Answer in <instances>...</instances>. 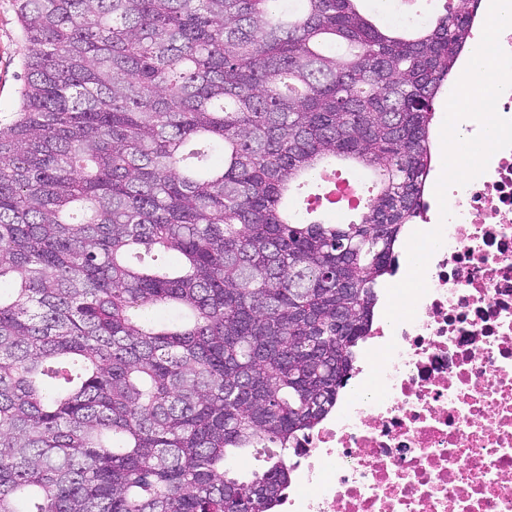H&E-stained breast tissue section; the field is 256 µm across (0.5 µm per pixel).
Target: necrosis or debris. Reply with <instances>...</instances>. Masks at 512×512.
Instances as JSON below:
<instances>
[{"instance_id":"necrosis-or-debris-1","label":"necrosis or debris","mask_w":512,"mask_h":512,"mask_svg":"<svg viewBox=\"0 0 512 512\" xmlns=\"http://www.w3.org/2000/svg\"><path fill=\"white\" fill-rule=\"evenodd\" d=\"M432 168L418 230L443 229L413 320L368 351L288 459L276 512H512V148L448 191Z\"/></svg>"}]
</instances>
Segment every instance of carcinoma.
Returning a JSON list of instances; mask_svg holds the SVG:
<instances>
[{"mask_svg":"<svg viewBox=\"0 0 512 512\" xmlns=\"http://www.w3.org/2000/svg\"><path fill=\"white\" fill-rule=\"evenodd\" d=\"M359 2L15 0L0 512H271L414 223L480 5L408 31ZM338 162L372 177L357 220H312Z\"/></svg>","mask_w":512,"mask_h":512,"instance_id":"obj_1","label":"carcinoma"}]
</instances>
